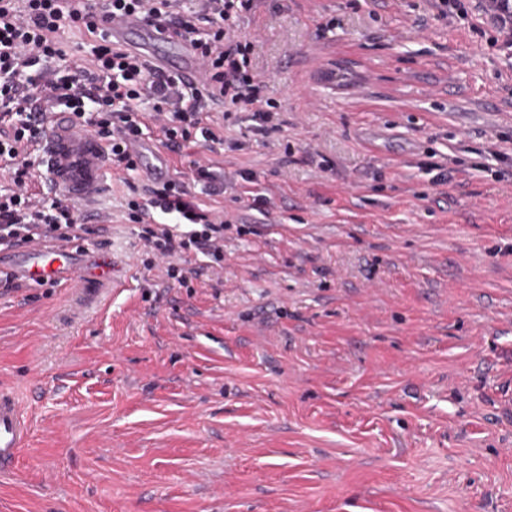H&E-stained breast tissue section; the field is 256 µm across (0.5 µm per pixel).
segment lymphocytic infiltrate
I'll return each mask as SVG.
<instances>
[{
    "label": "lymphocytic infiltrate",
    "mask_w": 512,
    "mask_h": 512,
    "mask_svg": "<svg viewBox=\"0 0 512 512\" xmlns=\"http://www.w3.org/2000/svg\"><path fill=\"white\" fill-rule=\"evenodd\" d=\"M437 17L467 20L477 11L493 31L491 45L512 52V0H428ZM255 0H198L186 10L184 0H0V161L12 171L14 190L0 194V246L52 240L68 245L85 231L74 203L45 201L29 191V145L47 110L61 107L80 125L94 128L110 144L112 167L134 171L139 158L130 150L144 127L155 124L165 145L178 150L196 140L223 141L217 113L249 112L258 130L276 128L279 113L262 89L268 80L252 65L258 40L243 32L240 20ZM134 12L170 24L197 51L208 81L197 86L176 74L157 72L142 55L113 44L106 23ZM90 35L89 60L69 58L58 35L62 29ZM150 111H143V104ZM172 213L174 222L153 224L154 208ZM126 218L142 225V240L162 263L167 281L186 284L182 255L199 252L222 261V217L203 209L186 187L170 180L151 187L143 200H129Z\"/></svg>",
    "instance_id": "1"
}]
</instances>
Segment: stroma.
Instances as JSON below:
<instances>
[{
  "mask_svg": "<svg viewBox=\"0 0 512 512\" xmlns=\"http://www.w3.org/2000/svg\"><path fill=\"white\" fill-rule=\"evenodd\" d=\"M241 26L283 124L143 137L226 215L222 264L147 267L141 168L79 211L113 282L0 281L30 425L0 512H512V162L488 153L512 58L424 0H259ZM200 157L270 207L206 195Z\"/></svg>",
  "mask_w": 512,
  "mask_h": 512,
  "instance_id": "35a3bbf8",
  "label": "stroma"
}]
</instances>
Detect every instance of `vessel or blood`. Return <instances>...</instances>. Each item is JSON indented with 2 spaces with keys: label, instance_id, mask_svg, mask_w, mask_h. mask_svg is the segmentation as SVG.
Wrapping results in <instances>:
<instances>
[{
  "label": "vessel or blood",
  "instance_id": "obj_1",
  "mask_svg": "<svg viewBox=\"0 0 512 512\" xmlns=\"http://www.w3.org/2000/svg\"><path fill=\"white\" fill-rule=\"evenodd\" d=\"M113 41L143 50L158 71L174 72L201 85L206 73L196 50L173 28H160L138 14L109 25ZM48 180L83 206L91 205L107 189L108 148L99 137L71 121L68 113H49L37 143ZM88 254L75 246L44 241L24 248L0 251V274L30 284L80 287ZM27 436V425L18 401L0 392V473L11 471Z\"/></svg>",
  "mask_w": 512,
  "mask_h": 512
}]
</instances>
